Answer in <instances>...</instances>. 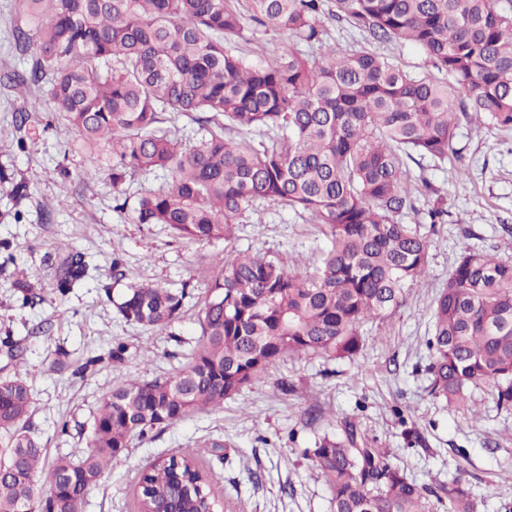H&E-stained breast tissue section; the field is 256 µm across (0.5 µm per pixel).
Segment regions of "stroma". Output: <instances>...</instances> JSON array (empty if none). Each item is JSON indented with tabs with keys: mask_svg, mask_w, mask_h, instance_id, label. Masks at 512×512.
I'll return each instance as SVG.
<instances>
[{
	"mask_svg": "<svg viewBox=\"0 0 512 512\" xmlns=\"http://www.w3.org/2000/svg\"><path fill=\"white\" fill-rule=\"evenodd\" d=\"M36 96L0 80V167L29 185L19 201L11 184L0 183V377L26 370L33 389L29 426L52 460L86 451L94 413L113 386L167 376L187 363L204 292L226 255H274L291 271L300 260L316 265L324 238L307 217L269 204L237 225L229 241L181 240L165 225L136 223L131 209L117 207L111 157L85 178L88 156L61 113L39 112L14 129L15 110ZM455 145L460 157L408 165L415 209L403 223L422 221L431 206L420 192L425 179L446 192L448 221L430 236L428 282L411 288L395 314L364 325L355 359L332 365L317 357L286 358L271 364L264 380L225 399L222 409L134 439L89 491L84 512H137L143 471L160 458L199 453L206 439L224 442L199 453L221 512H332L305 451L347 419L387 448L411 478L437 487L464 472L483 501L480 512H504L512 503V410H498L483 389L473 395L480 417L471 419L429 396L424 372L433 296L459 246L512 258V132L471 118L462 121ZM72 250L85 254L89 270L61 302L52 276ZM19 269L42 289L43 303L23 304L15 284ZM120 276L188 288L180 319L161 331L122 321L108 299ZM116 340L128 346L122 365L108 358ZM59 346L72 366L63 374L47 370ZM91 358L93 370L73 375ZM281 380L293 384V392L278 390Z\"/></svg>",
	"mask_w": 512,
	"mask_h": 512,
	"instance_id": "1",
	"label": "stroma"
}]
</instances>
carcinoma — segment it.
<instances>
[{"label":"carcinoma","mask_w":512,"mask_h":512,"mask_svg":"<svg viewBox=\"0 0 512 512\" xmlns=\"http://www.w3.org/2000/svg\"><path fill=\"white\" fill-rule=\"evenodd\" d=\"M327 0H17L16 47L36 48L30 69L10 76L36 87L82 138L97 171L112 146V187L137 173L171 180L139 196L134 219L163 224L180 239L230 236L263 203L309 216L327 245L314 270L285 272L278 259L238 252L209 281L200 336L174 374L129 380L105 394L89 449L59 456L50 489L36 478L45 452L28 426L32 392L16 371L0 378V512H83L88 491L135 437L177 425L262 378L287 356L351 359L363 325L401 306L430 276L429 233L448 221L446 197L426 211L428 232L401 217L415 209L406 160L445 161L461 118L512 131V0H335L332 17L370 43L420 47L453 83L413 75L366 46L308 50L327 36ZM288 35L280 53L251 61L235 45L246 23ZM103 63L98 68L90 60ZM190 115L215 128L185 146L161 127ZM88 264L71 251L55 270L64 297ZM187 289L133 282L118 295L122 320L165 329L180 318ZM428 393L469 409L488 387L512 409V261L459 248L433 298ZM343 421L305 451L333 512H478L460 478L419 483L382 448L359 446ZM138 512H217L208 473L194 455L151 464L138 482Z\"/></svg>","instance_id":"1"}]
</instances>
